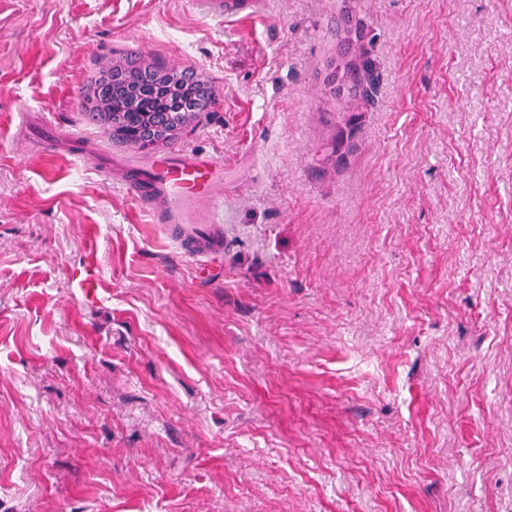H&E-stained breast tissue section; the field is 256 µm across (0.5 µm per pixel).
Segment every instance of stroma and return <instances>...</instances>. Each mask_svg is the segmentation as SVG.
Returning <instances> with one entry per match:
<instances>
[{
	"mask_svg": "<svg viewBox=\"0 0 512 512\" xmlns=\"http://www.w3.org/2000/svg\"><path fill=\"white\" fill-rule=\"evenodd\" d=\"M130 50L218 91L209 274L84 115ZM0 512H512V0H0ZM264 0H198L201 8L212 21L223 24L231 19L257 15L264 7ZM342 69V75L340 82L349 84L352 91L350 100L347 102V106L350 108L357 103V106L361 104H367L369 102L371 89L374 86L373 76V65L372 62L365 58L360 63H350L344 58H340L334 78L329 84L336 81V72ZM73 281L76 288H81L86 297L95 298L97 288L100 286L96 267L92 263H87L73 272Z\"/></svg>",
	"mask_w": 512,
	"mask_h": 512,
	"instance_id": "1",
	"label": "stroma"
}]
</instances>
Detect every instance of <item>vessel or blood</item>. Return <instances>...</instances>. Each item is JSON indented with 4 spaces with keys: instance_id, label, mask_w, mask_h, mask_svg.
Listing matches in <instances>:
<instances>
[{
    "instance_id": "obj_1",
    "label": "vessel or blood",
    "mask_w": 512,
    "mask_h": 512,
    "mask_svg": "<svg viewBox=\"0 0 512 512\" xmlns=\"http://www.w3.org/2000/svg\"><path fill=\"white\" fill-rule=\"evenodd\" d=\"M198 6L215 23L257 15L264 0H197ZM156 168L137 169L124 183L143 208L152 211L179 253L205 265L224 250V201L214 193L216 162L209 156L183 149L157 154ZM169 208L157 211L159 200ZM76 287L95 297L100 286L96 268L86 264L73 273Z\"/></svg>"
}]
</instances>
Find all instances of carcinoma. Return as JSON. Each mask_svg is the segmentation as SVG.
Returning a JSON list of instances; mask_svg holds the SVG:
<instances>
[{
    "mask_svg": "<svg viewBox=\"0 0 512 512\" xmlns=\"http://www.w3.org/2000/svg\"><path fill=\"white\" fill-rule=\"evenodd\" d=\"M340 81L350 85L347 106L367 104L374 86L373 65L340 59ZM209 80L192 71L176 72L157 61L125 53L90 80L87 119L109 138L133 149H155L197 124L201 109L212 102Z\"/></svg>",
    "mask_w": 512,
    "mask_h": 512,
    "instance_id": "carcinoma-1",
    "label": "carcinoma"
}]
</instances>
